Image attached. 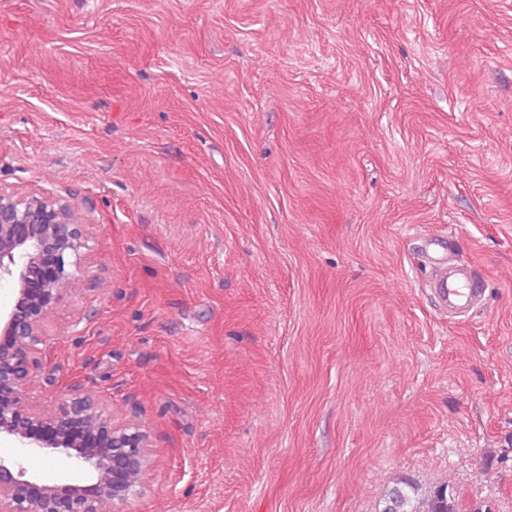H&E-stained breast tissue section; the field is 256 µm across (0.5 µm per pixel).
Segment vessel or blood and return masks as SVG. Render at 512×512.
Wrapping results in <instances>:
<instances>
[{"label": "vessel or blood", "instance_id": "b4317fda", "mask_svg": "<svg viewBox=\"0 0 512 512\" xmlns=\"http://www.w3.org/2000/svg\"><path fill=\"white\" fill-rule=\"evenodd\" d=\"M430 288L440 306L454 315L473 313L483 293L471 265L452 266L444 256L433 261Z\"/></svg>", "mask_w": 512, "mask_h": 512}]
</instances>
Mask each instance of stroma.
Returning <instances> with one entry per match:
<instances>
[{
  "label": "stroma",
  "instance_id": "stroma-1",
  "mask_svg": "<svg viewBox=\"0 0 512 512\" xmlns=\"http://www.w3.org/2000/svg\"><path fill=\"white\" fill-rule=\"evenodd\" d=\"M0 185L95 205L47 362L151 431L124 512H512V0H0ZM430 288L440 306L448 314L470 315L477 308L483 288L472 265L458 264L448 268V258L433 259ZM378 512H461L458 496L448 484L424 486L401 476L387 487Z\"/></svg>",
  "mask_w": 512,
  "mask_h": 512
}]
</instances>
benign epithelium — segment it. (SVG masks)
Returning a JSON list of instances; mask_svg holds the SVG:
<instances>
[{
    "mask_svg": "<svg viewBox=\"0 0 512 512\" xmlns=\"http://www.w3.org/2000/svg\"><path fill=\"white\" fill-rule=\"evenodd\" d=\"M92 210L0 188V512H100L104 502L121 512L156 466L150 431L115 417L100 396L75 388L59 402L30 400L38 376L44 391L53 387L45 327L64 286L81 281ZM35 462L60 463L90 484L49 482Z\"/></svg>",
    "mask_w": 512,
    "mask_h": 512,
    "instance_id": "7a95c632",
    "label": "benign epithelium"
}]
</instances>
